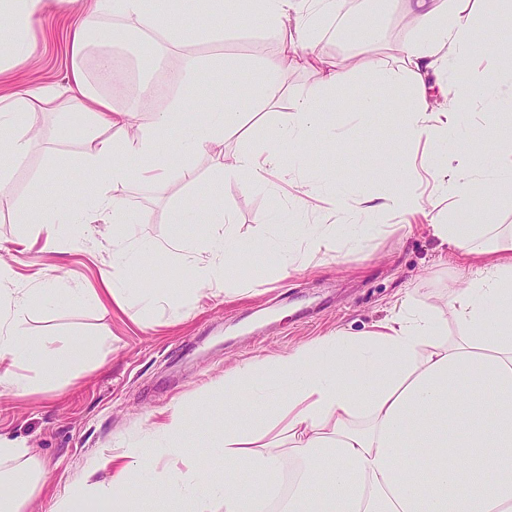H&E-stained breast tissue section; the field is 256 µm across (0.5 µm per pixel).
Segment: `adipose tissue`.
<instances>
[{
    "instance_id": "adipose-tissue-1",
    "label": "adipose tissue",
    "mask_w": 512,
    "mask_h": 512,
    "mask_svg": "<svg viewBox=\"0 0 512 512\" xmlns=\"http://www.w3.org/2000/svg\"><path fill=\"white\" fill-rule=\"evenodd\" d=\"M404 2L416 28L399 48V68L389 69L367 57L353 70L316 50L322 22L342 10L343 0H261L270 30L290 44L307 45L306 52L289 59L261 63L264 100L274 99L275 76L287 64L317 69L320 85L316 94L297 99L288 121L263 147L218 166L216 177L236 178L247 188L286 176L298 154L313 148L318 131L360 145L364 119L377 111V99L362 97L354 118L338 128L328 117L331 95L356 71L378 85L397 84L400 74H407L411 85L401 106L407 115L405 135L431 143L421 166L436 181L439 200L421 197L412 185L389 179L379 193L361 195L354 206L336 194V207L349 214V223L302 224L296 213L321 192L319 186L302 184L293 201V217L279 224L260 220L267 250L286 272L295 265L294 246L303 244L326 255L361 247L376 233L381 215L392 212L407 219L425 218L442 244L477 261L475 274L453 294L447 314L419 307L406 295L374 330L353 334L341 329L260 364L240 362L224 380L228 403L223 470L206 474L198 465L182 467L185 407L177 400L153 421L154 440L124 443L119 452L97 456L82 477L54 499L52 512H77L81 504L94 512H132L135 501L147 495L182 500L188 512H512V318L500 314L503 305H512V233L457 218L475 191L512 178V138L493 141L485 127H474L471 139L476 147L465 153L461 174H449L443 149L444 143L457 139L462 109L484 93L481 85L457 79L475 48H483L489 65L512 80L507 68L512 40L495 33L501 13L512 11V0H492L480 17L472 0ZM49 3L0 0V18L7 22L0 30V53L21 58L29 53L31 19ZM87 8L94 15L124 18L138 29L165 30L176 46L186 44L178 20L147 13L144 0H88ZM432 73L453 77L447 86L451 104L439 110L428 100L427 78ZM68 91L63 104L44 84L0 97V148L8 152L7 160L0 162V193L9 192L12 167L27 156L32 118L41 112L82 116L87 147L81 162L97 175V193L87 206L56 202L22 207L20 223L42 224L56 215L68 224H134L136 216L110 192L111 186L126 180L133 161L179 131L183 163L177 173L193 182L189 157L221 142L225 131L241 122L237 112L190 116L183 97L153 121L135 122L134 106L116 107L78 66L72 69ZM177 221L212 224L219 231L167 243L130 234L113 239L112 267L103 272L97 289H68L58 282L31 288L17 283L12 267L0 262V387L23 397L57 382L65 372L79 370L96 355L102 347L98 341L60 344L52 337L29 335L27 315L37 304L64 295L103 307L104 296L119 297L121 284L131 280L142 254L178 257L195 292L232 287L243 252L229 234L231 218L223 192L214 191L204 210L183 204ZM452 323L461 331L454 342L448 339ZM355 381L360 384L356 390L351 387ZM245 388L258 402L270 394L275 397L264 427L251 426L250 408L238 400ZM485 390L494 392L493 401L482 398ZM279 427L288 433V455L299 471L288 489L270 483L264 492H250L239 481L241 473L269 476L280 467L279 456L268 451L264 441ZM162 457L167 460L163 466L158 463ZM46 480L45 468L25 440L0 436V485L14 490L0 502V512H29Z\"/></svg>"
}]
</instances>
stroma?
I'll use <instances>...</instances> for the list:
<instances>
[{
    "label": "stroma",
    "mask_w": 512,
    "mask_h": 512,
    "mask_svg": "<svg viewBox=\"0 0 512 512\" xmlns=\"http://www.w3.org/2000/svg\"><path fill=\"white\" fill-rule=\"evenodd\" d=\"M252 2L223 0L222 10L211 13L189 7L184 0H146L148 12L178 17L197 59L217 58L223 63L221 69L202 71L190 90L175 87L174 95H189L199 114L214 108L241 113L242 125L226 132L223 143L194 158L195 183L174 177L155 185L132 179L118 186L117 195L142 219L134 228L137 236L165 241L183 233H207L205 224L175 223L174 214L183 199L208 205L217 163L260 148L287 121L293 100L317 90L316 70H284L277 78L279 96L267 105L250 83L241 81L243 70L279 55L283 48ZM344 14L346 25L336 27L334 34L320 35L317 49L322 55L339 58L348 49L398 66L394 49L414 31L402 0H380L376 5L370 0H348ZM86 23L101 47L122 53L124 72L134 75L142 36L121 43L125 21L106 15L87 21L66 0H57L35 16L33 57L13 62L0 75V91L8 93L30 83L66 87L73 66V35ZM368 25L377 33V44H365L356 35ZM215 26L224 28L223 41L209 37V29ZM462 76L482 78L486 85L484 95L464 111L462 129L467 132L482 113L494 111L498 98L512 95V84L496 81L479 51ZM366 92L382 102L363 133L367 144L385 145L383 163L389 169L402 166V180L423 182L425 175L415 162L423 147L405 140L401 112L387 107L388 102L402 100L404 85L371 87L362 76H355L332 97L335 122L348 121ZM58 120L51 112L36 116L40 132L27 160L13 170L11 195L0 197V256L15 252L16 241L28 238L30 248L16 253L14 268L20 281L38 288L60 279L71 288H91L98 286L102 270L112 262L111 225L94 224L93 247L50 252L44 248L45 231L17 220L24 203L36 205L48 198L81 204L92 200L95 177L79 162L84 149L82 119L76 113L69 116L63 141L55 134ZM367 164L365 152L339 139L299 159L289 177L330 182L354 200L379 189ZM223 192L232 215L230 231L248 255L237 294L205 292L186 299L187 316L174 324L162 311L143 309L135 291L126 292L124 305L109 304L104 312L67 299L32 311L28 322L32 335L54 333L112 343L78 377H63L25 398L0 394V434L27 440L49 468L47 482L32 504L33 512H50L54 497L64 493L100 451L149 438L152 415L176 399L188 407L184 457L206 461L213 470L223 469L224 453L215 443L224 434V377L236 363L261 361L339 329L368 331L406 294L418 306L447 311L456 287L472 272L470 265L440 244L425 222L407 225L389 213L382 217L380 231L362 248L308 255L283 274L258 237L256 224L259 215L276 218L290 209L291 202L279 184L246 189L228 179ZM468 213L485 223L512 228V184L490 195H474ZM135 279L137 288L183 289L189 285L184 269L152 257L142 261Z\"/></svg>",
    "instance_id": "1"
}]
</instances>
